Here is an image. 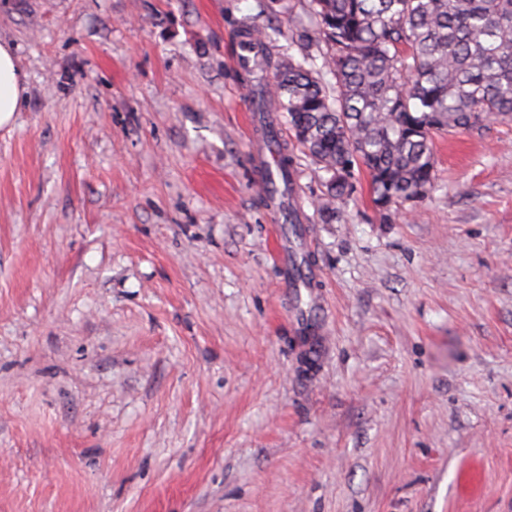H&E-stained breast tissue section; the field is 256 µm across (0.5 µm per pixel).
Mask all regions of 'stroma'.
Segmentation results:
<instances>
[{
	"instance_id": "1",
	"label": "stroma",
	"mask_w": 512,
	"mask_h": 512,
	"mask_svg": "<svg viewBox=\"0 0 512 512\" xmlns=\"http://www.w3.org/2000/svg\"><path fill=\"white\" fill-rule=\"evenodd\" d=\"M307 0H0V512H512V124L359 172L303 234L253 179L240 22L322 57ZM25 75L17 65L13 47L0 40V126L18 112Z\"/></svg>"
}]
</instances>
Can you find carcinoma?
Segmentation results:
<instances>
[{"label":"carcinoma","mask_w":512,"mask_h":512,"mask_svg":"<svg viewBox=\"0 0 512 512\" xmlns=\"http://www.w3.org/2000/svg\"><path fill=\"white\" fill-rule=\"evenodd\" d=\"M308 17L330 48L320 64L272 59L253 24L240 36L261 58L244 81L272 90L297 145L330 174L323 216L351 199L357 168L379 208L414 203L435 184L434 136L512 122V0H309ZM295 167L284 154L287 190Z\"/></svg>","instance_id":"cac0c4a2"}]
</instances>
